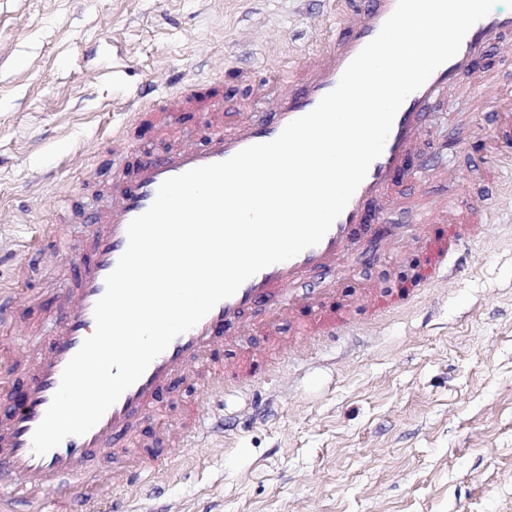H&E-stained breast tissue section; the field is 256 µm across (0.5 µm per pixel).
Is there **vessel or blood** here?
Masks as SVG:
<instances>
[{
  "mask_svg": "<svg viewBox=\"0 0 512 512\" xmlns=\"http://www.w3.org/2000/svg\"><path fill=\"white\" fill-rule=\"evenodd\" d=\"M396 2L341 0L339 27L331 40L289 64L287 73L275 72L268 81L258 82V96H265L271 87L277 98L271 111L253 119L231 118L224 110L223 95L198 86L169 96L157 109L150 106L156 96L153 87L138 91L144 106L143 125L154 136H174L176 143L159 153H145L132 142L113 140V152L125 161L112 169L111 198L105 206L87 213L90 231L84 241L77 246L63 244L59 253L67 286L55 306L58 327L48 351L36 356L19 342L0 347L1 387L14 386L20 363H29L32 370L24 385L23 402L0 406L6 418L5 426L0 427V471L10 475L9 480H0V512H102L106 506L111 512H127L123 499L103 504L97 495L101 483L160 494L158 464L140 454L145 438L170 448H192L200 440L223 433L228 418L216 416L214 409L224 403L225 386L256 373L257 352H249L244 361L228 367L216 355L220 347L242 343L251 336L279 342L277 326L283 322L297 324L305 335L329 342L351 332L353 303L371 309L385 307L376 287L365 288L354 297L334 288L336 277L343 272L342 260L361 241L403 253H422L423 264L414 281L396 298L400 304L411 302L421 288L436 279L463 272V247L489 236L497 226L496 187L503 165H512V97L480 71L481 61L512 37V11L494 10L478 21L464 37L457 55L406 98L382 154L372 162L318 245L261 270L196 326L175 337L87 434L67 437L41 456L32 452L33 432L51 403L64 367L95 331L93 309L105 291L106 276L127 246L129 222L149 208L167 178L271 141L287 123L310 112L378 34ZM458 85L469 86L477 99L501 112L488 141L463 146L468 154L490 155L494 163L487 167L478 188H471L466 181L459 183L458 193L471 196V203L458 207L446 195L432 191L414 205L411 225L391 223L389 212L401 205L397 186L417 175L413 165L416 151L433 142L425 114L443 100L448 88ZM196 112L203 113V121L185 130L186 120ZM34 305L28 291L13 289L9 303L0 304V326L11 325L16 333L27 331V324L14 322L13 316ZM260 308L266 315L259 320L253 312ZM185 378L203 387L206 400L182 415H169L162 390ZM114 448L124 449V457L90 472V460L111 458Z\"/></svg>",
  "mask_w": 512,
  "mask_h": 512,
  "instance_id": "b4317fda",
  "label": "vessel or blood"
}]
</instances>
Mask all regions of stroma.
Here are the masks:
<instances>
[{"label": "stroma", "instance_id": "1", "mask_svg": "<svg viewBox=\"0 0 512 512\" xmlns=\"http://www.w3.org/2000/svg\"><path fill=\"white\" fill-rule=\"evenodd\" d=\"M337 25V0H0V289L20 281L45 303L64 288L51 239L28 276L10 256L53 222L47 202L68 188L65 233L86 237V212L108 197L98 174L112 167V137L137 135L140 87L218 83L225 111L250 119L275 99L254 100L253 78ZM270 29L278 40L265 41ZM497 120L468 86L450 88L425 117L442 153L421 162L437 175L404 182L402 196L472 177L459 148ZM137 137L145 150L169 145ZM499 192V230L467 245L455 283L354 313L360 335L275 352L276 382L226 396L227 435L176 455L163 494L130 496L129 512H512V168ZM416 262L357 251L336 286L390 292Z\"/></svg>", "mask_w": 512, "mask_h": 512}]
</instances>
